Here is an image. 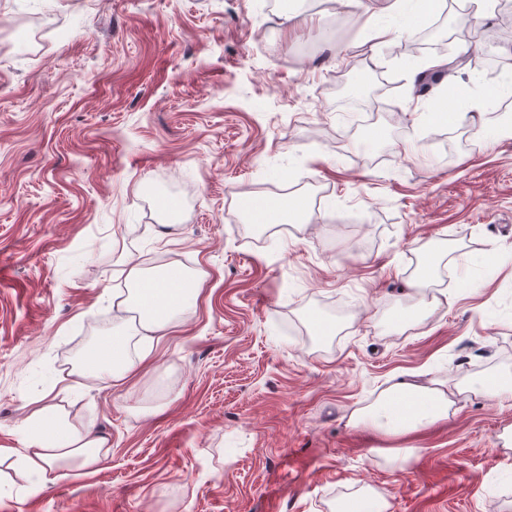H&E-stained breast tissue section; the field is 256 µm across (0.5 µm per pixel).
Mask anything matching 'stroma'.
I'll return each instance as SVG.
<instances>
[{
	"label": "stroma",
	"instance_id": "35a3bbf8",
	"mask_svg": "<svg viewBox=\"0 0 512 512\" xmlns=\"http://www.w3.org/2000/svg\"><path fill=\"white\" fill-rule=\"evenodd\" d=\"M278 2L0 0V449L51 396L112 441L97 472L0 512H256L287 452L313 476L279 512H332L361 486L390 512L512 502V399L470 397L399 440L346 423L390 384L512 367V137L480 110L493 85L437 75L399 15ZM362 79L392 83L386 111L357 115L343 89ZM451 84L472 123L429 119ZM287 190L304 222H247L248 200ZM432 239L455 257L434 288L448 302L398 326L413 244ZM121 252L202 270L197 309L146 373L89 389L73 368L112 325ZM396 446L415 451L406 469Z\"/></svg>",
	"mask_w": 512,
	"mask_h": 512
}]
</instances>
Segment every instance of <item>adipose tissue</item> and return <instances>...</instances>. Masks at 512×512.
<instances>
[{
  "mask_svg": "<svg viewBox=\"0 0 512 512\" xmlns=\"http://www.w3.org/2000/svg\"><path fill=\"white\" fill-rule=\"evenodd\" d=\"M415 249L421 264L414 273V289L407 295V322L411 325L421 324L437 307V300H421L420 291L437 278L448 255L447 248L437 242H420ZM112 275L125 283L112 298L116 324L91 350L89 361L76 367L78 376L91 385L99 381L118 385L138 376L158 333L193 315L197 306L200 271L175 273L167 265L149 270L124 255ZM463 395L511 398L512 369L502 367L464 377L450 387L434 380L402 382L353 409L348 422L401 437L447 420L457 397ZM14 433L19 449L0 452V497H33L62 479L65 471H94L112 448L109 436L71 424L63 406L52 399L44 400L22 419Z\"/></svg>",
  "mask_w": 512,
  "mask_h": 512,
  "instance_id": "adipose-tissue-1",
  "label": "adipose tissue"
}]
</instances>
